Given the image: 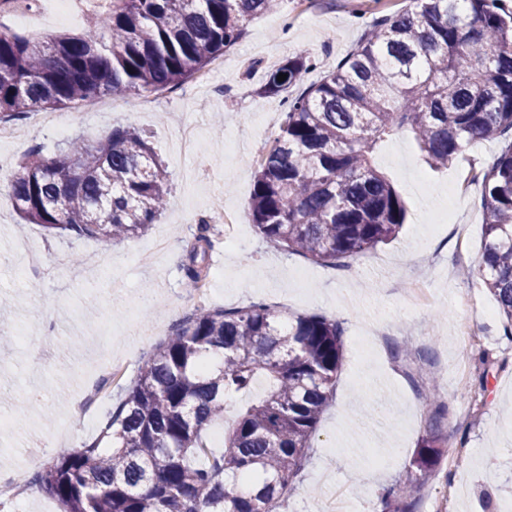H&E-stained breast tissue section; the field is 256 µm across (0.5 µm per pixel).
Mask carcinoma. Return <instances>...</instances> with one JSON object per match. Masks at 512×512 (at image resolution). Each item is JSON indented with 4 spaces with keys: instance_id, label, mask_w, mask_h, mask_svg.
<instances>
[{
    "instance_id": "cac0c4a2",
    "label": "carcinoma",
    "mask_w": 512,
    "mask_h": 512,
    "mask_svg": "<svg viewBox=\"0 0 512 512\" xmlns=\"http://www.w3.org/2000/svg\"><path fill=\"white\" fill-rule=\"evenodd\" d=\"M276 0H110L84 29L53 38L0 23V121L102 95L184 86ZM318 61L301 51L270 70L260 93L281 96L285 120L254 172L252 222L265 241L335 266L397 237L402 197L376 169L379 143L413 135L445 168L478 139L501 148L480 169L482 283L512 333V10L504 0H413L369 23L336 69L288 94ZM285 74L282 82L279 74ZM27 224L78 237L144 233L168 202V174L148 141L114 127L103 139L35 155L14 177ZM209 225L188 251L190 285L206 277ZM343 329L322 315L283 317L264 303L196 308L157 344L91 443L59 456L33 483L62 512H273L311 448L336 388ZM262 378L266 388L251 391ZM224 451L208 452L218 421ZM444 446L418 443L382 512H416Z\"/></svg>"
}]
</instances>
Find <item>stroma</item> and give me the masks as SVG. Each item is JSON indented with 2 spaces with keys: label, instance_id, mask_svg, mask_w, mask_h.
I'll return each instance as SVG.
<instances>
[{
  "label": "stroma",
  "instance_id": "35a3bbf8",
  "mask_svg": "<svg viewBox=\"0 0 512 512\" xmlns=\"http://www.w3.org/2000/svg\"><path fill=\"white\" fill-rule=\"evenodd\" d=\"M409 0H283L279 11L259 17L228 49L212 82L190 79L185 89L161 92L162 107L140 111L138 95L116 96L112 109L76 121L70 137L95 141L112 127L134 128L163 161L171 182L169 203L156 224L121 241L75 238L21 223L12 181L33 148L54 157L63 137L34 120L13 119L22 138L0 141V474L39 471L60 454L91 443L120 394L101 383L104 360L119 362L134 379L156 342L171 334L194 307L231 309L263 302L288 314L324 315L344 328V360L336 393L317 425L295 489L279 512H325L328 498L347 496L348 512H368L373 495L401 478L418 441L437 425L454 464H441L421 491L417 512H431L435 487L461 489L457 512H503L512 503V338L505 336L494 299L479 276L464 268L481 262L483 215L472 190L462 212L470 225L469 249L459 253L449 220L437 217L449 181L468 165H488L498 139L474 143L445 169L422 160L411 134L387 138L374 154L376 167L403 198L407 214L397 238L348 268L325 266L263 241L249 211L255 167L284 118L279 98L261 95L268 71L299 51L319 61L304 74L309 85L333 70L362 35L365 19L389 15ZM199 128L210 180L197 181L181 151L182 120ZM239 215V246L225 245L211 230L209 293L192 299L181 263L193 241L191 214L208 215L213 194ZM169 244L153 266L136 256L160 237ZM27 241L46 256L50 274L20 271L18 247ZM427 278L434 302L416 306L409 288ZM471 289L487 315L456 306L459 289ZM482 336L468 341L469 332ZM408 346L412 358H393ZM443 380V416L420 392L427 374ZM100 388L103 404L78 415H61L57 396Z\"/></svg>",
  "mask_w": 512,
  "mask_h": 512
}]
</instances>
